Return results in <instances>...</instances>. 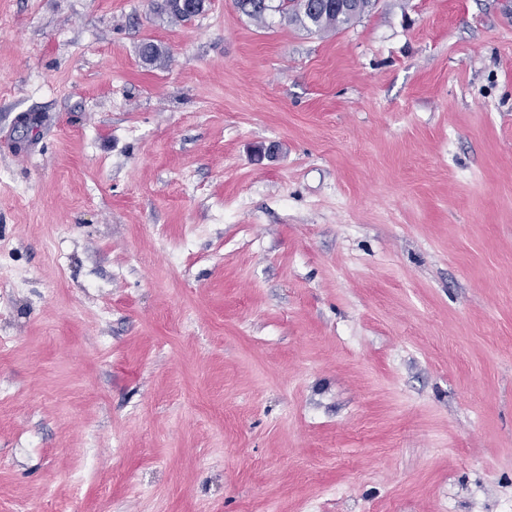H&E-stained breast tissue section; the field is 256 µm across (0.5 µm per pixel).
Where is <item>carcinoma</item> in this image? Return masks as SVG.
<instances>
[{
  "label": "carcinoma",
  "mask_w": 512,
  "mask_h": 512,
  "mask_svg": "<svg viewBox=\"0 0 512 512\" xmlns=\"http://www.w3.org/2000/svg\"><path fill=\"white\" fill-rule=\"evenodd\" d=\"M237 8L253 21L264 24L277 13L311 33L343 28L372 11L375 0H235ZM158 11L178 21L191 20L180 0H160Z\"/></svg>",
  "instance_id": "obj_1"
}]
</instances>
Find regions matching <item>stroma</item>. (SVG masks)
<instances>
[{
    "mask_svg": "<svg viewBox=\"0 0 512 512\" xmlns=\"http://www.w3.org/2000/svg\"><path fill=\"white\" fill-rule=\"evenodd\" d=\"M510 501L512 0H0V512ZM375 3V0H235L237 8L258 24H266L271 13H278L311 33L343 28L372 11Z\"/></svg>",
    "mask_w": 512,
    "mask_h": 512,
    "instance_id": "obj_1",
    "label": "stroma"
}]
</instances>
